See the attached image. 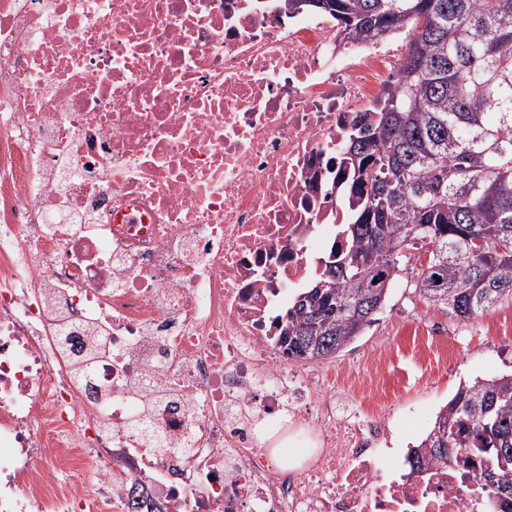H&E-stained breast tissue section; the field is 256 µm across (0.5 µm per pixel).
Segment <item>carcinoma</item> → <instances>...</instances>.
Segmentation results:
<instances>
[{
    "label": "carcinoma",
    "instance_id": "obj_1",
    "mask_svg": "<svg viewBox=\"0 0 512 512\" xmlns=\"http://www.w3.org/2000/svg\"><path fill=\"white\" fill-rule=\"evenodd\" d=\"M310 2L358 38L403 29L407 50L397 83L347 143L358 206L325 264L345 274L297 295L280 343L296 358L326 359L354 342L417 241L428 261L413 267L416 287L457 322L512 297V0ZM502 456L512 460V373L460 385L408 459L414 469L477 459L506 503L512 463L503 471Z\"/></svg>",
    "mask_w": 512,
    "mask_h": 512
}]
</instances>
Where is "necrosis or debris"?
Wrapping results in <instances>:
<instances>
[{"label": "necrosis or debris", "mask_w": 512, "mask_h": 512, "mask_svg": "<svg viewBox=\"0 0 512 512\" xmlns=\"http://www.w3.org/2000/svg\"><path fill=\"white\" fill-rule=\"evenodd\" d=\"M405 45L286 0H0V512H507L478 462L384 473L391 406L279 341Z\"/></svg>", "instance_id": "1"}]
</instances>
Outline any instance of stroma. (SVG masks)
<instances>
[{
  "label": "stroma",
  "instance_id": "stroma-1",
  "mask_svg": "<svg viewBox=\"0 0 512 512\" xmlns=\"http://www.w3.org/2000/svg\"><path fill=\"white\" fill-rule=\"evenodd\" d=\"M419 320L438 322L453 336L454 361L447 374L432 375L433 352L409 336L408 325ZM381 345L392 353L407 351L408 356L389 363L375 386L337 375L336 395L353 398L367 411L379 399L392 400L396 413L381 445L403 451L420 443L460 383L512 372V300H501L474 321L461 324L429 304L416 289L411 272H403L376 321L330 362L340 367Z\"/></svg>",
  "mask_w": 512,
  "mask_h": 512
}]
</instances>
